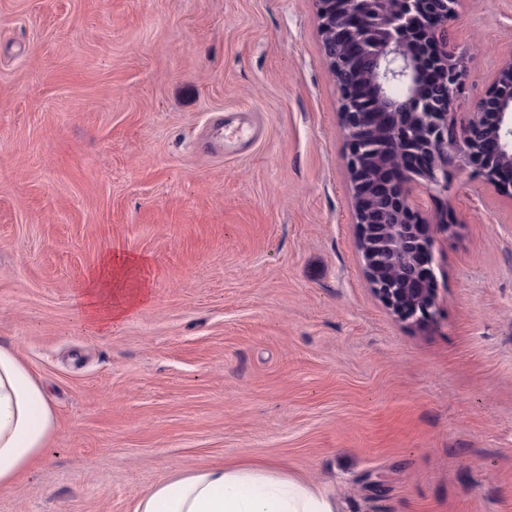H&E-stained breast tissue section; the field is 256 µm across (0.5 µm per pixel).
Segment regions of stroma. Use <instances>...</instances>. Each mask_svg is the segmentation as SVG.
Instances as JSON below:
<instances>
[{
	"mask_svg": "<svg viewBox=\"0 0 512 512\" xmlns=\"http://www.w3.org/2000/svg\"><path fill=\"white\" fill-rule=\"evenodd\" d=\"M463 111L512 56V0H464ZM258 137L214 157L205 122ZM315 0H0V344L58 429L0 512H135L174 475L276 465L341 512H512V200L453 169L437 316L375 298ZM147 300L106 331L108 254ZM142 260L122 254L102 258L96 271L89 278L81 300L84 321L97 329H109L148 298L143 285L124 288L125 277L138 274ZM123 283V287L120 285Z\"/></svg>",
	"mask_w": 512,
	"mask_h": 512,
	"instance_id": "1",
	"label": "stroma"
}]
</instances>
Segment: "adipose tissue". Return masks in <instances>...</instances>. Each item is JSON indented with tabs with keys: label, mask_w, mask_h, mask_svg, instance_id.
Here are the masks:
<instances>
[{
	"label": "adipose tissue",
	"mask_w": 512,
	"mask_h": 512,
	"mask_svg": "<svg viewBox=\"0 0 512 512\" xmlns=\"http://www.w3.org/2000/svg\"><path fill=\"white\" fill-rule=\"evenodd\" d=\"M141 260L121 254L102 258L81 300L84 321L97 329L121 322L148 297L126 288ZM56 431L46 388L16 351L0 346V490L13 486L45 454ZM136 512H339L335 495L273 465L227 464L156 485Z\"/></svg>",
	"instance_id": "adipose-tissue-1"
}]
</instances>
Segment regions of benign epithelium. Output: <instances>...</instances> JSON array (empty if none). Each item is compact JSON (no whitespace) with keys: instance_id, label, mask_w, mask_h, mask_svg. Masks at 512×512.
I'll return each instance as SVG.
<instances>
[{"instance_id":"obj_1","label":"benign epithelium","mask_w":512,"mask_h":512,"mask_svg":"<svg viewBox=\"0 0 512 512\" xmlns=\"http://www.w3.org/2000/svg\"><path fill=\"white\" fill-rule=\"evenodd\" d=\"M322 50L341 100L356 246L373 295L410 324L435 318L433 238L446 229L418 199L448 193L472 168L512 198V56L472 112L467 62L448 49L460 0H316ZM398 86V96L388 90Z\"/></svg>"}]
</instances>
